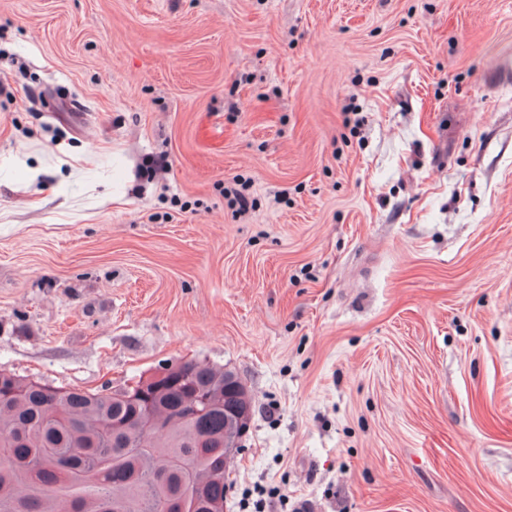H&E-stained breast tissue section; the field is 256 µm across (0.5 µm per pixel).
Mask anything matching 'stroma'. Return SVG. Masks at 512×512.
I'll return each mask as SVG.
<instances>
[{
	"label": "stroma",
	"instance_id": "1",
	"mask_svg": "<svg viewBox=\"0 0 512 512\" xmlns=\"http://www.w3.org/2000/svg\"><path fill=\"white\" fill-rule=\"evenodd\" d=\"M0 73V370L234 369L224 512H512V0H0Z\"/></svg>",
	"mask_w": 512,
	"mask_h": 512
}]
</instances>
